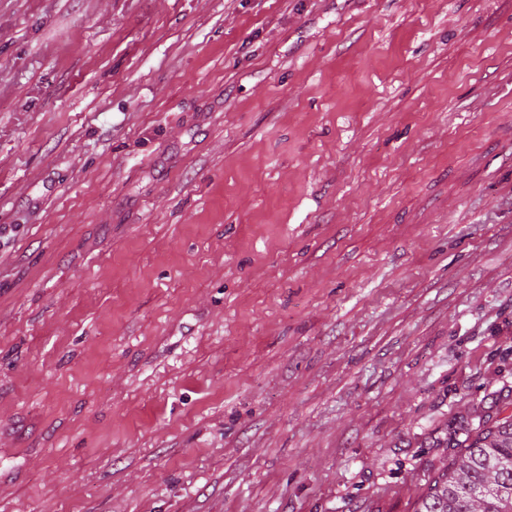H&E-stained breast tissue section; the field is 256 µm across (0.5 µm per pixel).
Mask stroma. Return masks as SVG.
Returning a JSON list of instances; mask_svg holds the SVG:
<instances>
[{
    "mask_svg": "<svg viewBox=\"0 0 512 512\" xmlns=\"http://www.w3.org/2000/svg\"><path fill=\"white\" fill-rule=\"evenodd\" d=\"M512 389V0H0V512H414Z\"/></svg>",
    "mask_w": 512,
    "mask_h": 512,
    "instance_id": "stroma-1",
    "label": "stroma"
}]
</instances>
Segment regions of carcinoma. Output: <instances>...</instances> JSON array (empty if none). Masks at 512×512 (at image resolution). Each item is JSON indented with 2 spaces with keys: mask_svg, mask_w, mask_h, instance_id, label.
<instances>
[{
  "mask_svg": "<svg viewBox=\"0 0 512 512\" xmlns=\"http://www.w3.org/2000/svg\"><path fill=\"white\" fill-rule=\"evenodd\" d=\"M448 444L466 449L465 459L441 474L415 512H512V415H488L476 427L462 419Z\"/></svg>",
  "mask_w": 512,
  "mask_h": 512,
  "instance_id": "obj_1",
  "label": "carcinoma"
}]
</instances>
